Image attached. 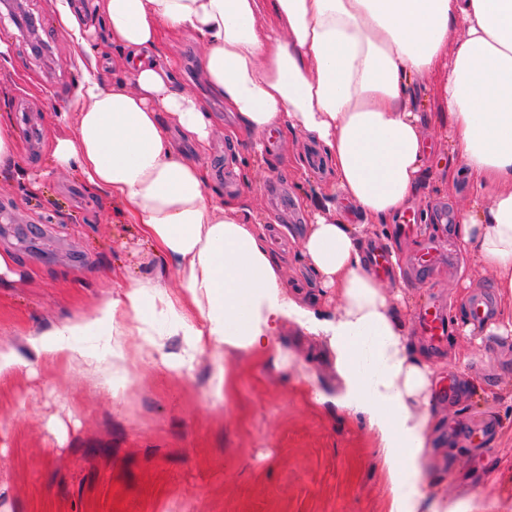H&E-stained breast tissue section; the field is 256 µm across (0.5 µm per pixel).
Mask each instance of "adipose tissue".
I'll return each instance as SVG.
<instances>
[{"label":"adipose tissue","mask_w":512,"mask_h":512,"mask_svg":"<svg viewBox=\"0 0 512 512\" xmlns=\"http://www.w3.org/2000/svg\"><path fill=\"white\" fill-rule=\"evenodd\" d=\"M108 43L130 70L105 81L104 56L69 0H57L56 24L71 33L83 65L68 106L70 137L51 145L54 168L76 174L117 201L128 223L173 269L134 280L99 316L84 315L32 335L34 355L82 363L79 336L112 328V352L98 363L103 382L130 376L129 349L171 369L214 346L225 358L285 360L284 322L320 338L336 384L313 401L363 422L376 439L389 512H490L488 486L467 497L426 501L428 410L435 371L412 344L408 303L369 272L366 227L386 224L423 185L427 171L416 88L439 64L450 28L464 37L441 91L451 151L476 188L456 236L462 247L460 295L476 288L473 268L494 274L503 304L491 334H512V0H94ZM269 15L257 24L258 15ZM187 34L206 49L204 76L239 117L229 145L271 130L319 141L334 174L331 194L352 203L362 221L315 215L292 257L311 292L289 290L271 249V230L236 198L211 188L203 162L179 155L171 128L198 147L213 123L173 79L161 33ZM335 290L336 312L317 305L315 290ZM166 327L156 330L157 316ZM183 337L171 357L165 339Z\"/></svg>","instance_id":"adipose-tissue-1"}]
</instances>
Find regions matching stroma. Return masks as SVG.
I'll use <instances>...</instances> for the list:
<instances>
[{
    "instance_id": "stroma-1",
    "label": "stroma",
    "mask_w": 512,
    "mask_h": 512,
    "mask_svg": "<svg viewBox=\"0 0 512 512\" xmlns=\"http://www.w3.org/2000/svg\"><path fill=\"white\" fill-rule=\"evenodd\" d=\"M56 0H0V119L16 132L21 172L0 173V250L11 252L18 281L0 288V344L25 350L29 335L77 315L95 316L131 277L173 271L126 222L117 203L89 190L71 173L52 170L49 145L73 131L59 120L81 80L70 35L55 27ZM161 42L177 83L210 112L216 131L206 154L180 133L175 147L202 159L211 187L242 198L269 224L286 226L273 250L284 277L307 286L304 269L288 262L313 219L316 188L333 174L320 143L303 134L277 132L266 142L265 161L251 176L243 163L249 141L228 148L224 133L236 117L204 80L203 46L189 35L163 34ZM447 62L419 84L429 119L423 128L428 175L404 208L417 215L411 230L375 228L371 239L391 241L399 269L384 278L388 292L409 302L406 327L439 377L429 411L432 491L451 498L494 475L496 512H512V335L488 336L487 321L451 328L433 348L419 319L438 303L463 310L455 285L457 265H437L408 279L411 263L429 241L444 243L433 218L446 205L462 213L474 188L450 151L436 117ZM41 177L30 191L29 177ZM291 366L225 360L221 350L197 353L191 368L156 367L130 351L133 380L114 376L102 385L85 365L32 362L0 381V512H387L379 454L361 423L315 406L312 386L336 378L319 340L284 323ZM227 374L228 391L216 379ZM464 387L455 402L441 401L449 382ZM496 430L480 446L478 424Z\"/></svg>"
}]
</instances>
